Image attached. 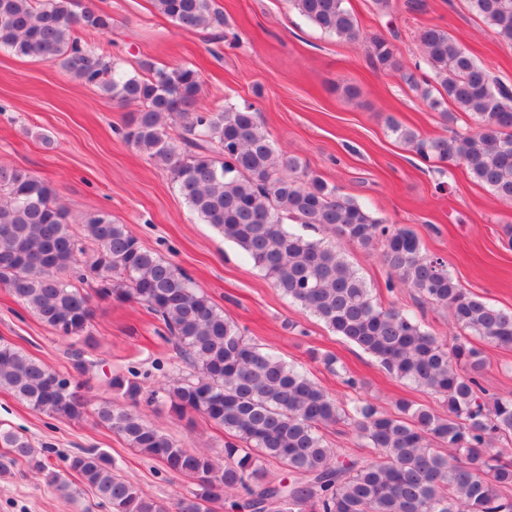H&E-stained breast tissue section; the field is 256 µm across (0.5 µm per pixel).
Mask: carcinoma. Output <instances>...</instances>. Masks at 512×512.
Wrapping results in <instances>:
<instances>
[{"label":"carcinoma","mask_w":512,"mask_h":512,"mask_svg":"<svg viewBox=\"0 0 512 512\" xmlns=\"http://www.w3.org/2000/svg\"><path fill=\"white\" fill-rule=\"evenodd\" d=\"M289 2L329 35L349 43L362 38L346 0ZM468 2L512 45V0ZM151 4L186 31L224 24L214 0ZM75 6L76 0H0V47L59 64L109 102L139 104L125 122V140L168 173L204 223L292 302L390 374L438 395L448 412L406 399L392 413L368 400L338 401L303 370L249 343L188 274L140 245L109 213H93L76 228L47 182L26 169L1 167L0 285L68 339L86 338L93 313L92 296L72 283L74 277L92 281L100 298L139 303L164 326L194 369L192 377L147 391L138 371L115 373L107 384L124 404L105 403L95 415L130 447L192 479L195 489L174 503L150 498L102 451L83 448L59 466L26 436L5 429L0 474L24 463L67 499L78 493L75 478L107 512H210V504L228 493L237 495L230 508L240 512L261 504L266 512H512V451L494 446L512 437V397L486 396L481 352L462 341L450 346L412 313L376 303L342 252L304 230L322 227L364 248L381 246L397 281L490 344L512 347V311L463 288L413 230L374 216L298 157L276 151L253 105L227 101L208 109L200 104L197 70L142 62L129 71L120 58L92 46L88 38L110 30L112 16ZM419 43L430 80L408 70L386 38L370 39L368 58L377 70L401 74L444 121L455 120L451 103L472 127L425 137L389 118L388 129L422 159L461 166L499 198L512 200V87L439 26L423 28ZM174 119L175 135L169 132ZM81 387L0 343V388L33 410L79 420L87 410ZM143 402H163L179 417L194 412L224 427L231 436L224 463L148 423L138 410ZM342 423L373 455L342 454L326 444L324 430ZM267 460L284 469L280 480L266 479Z\"/></svg>","instance_id":"obj_1"}]
</instances>
